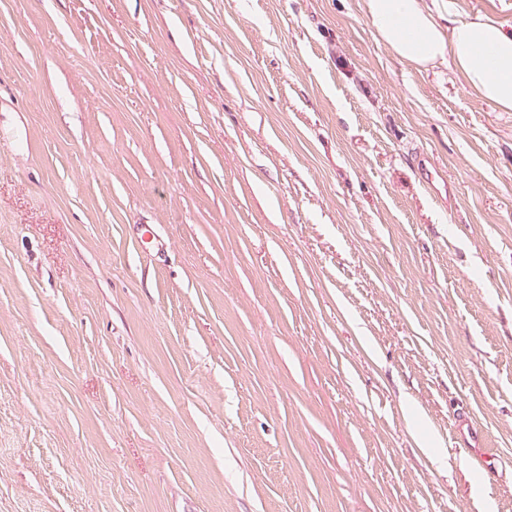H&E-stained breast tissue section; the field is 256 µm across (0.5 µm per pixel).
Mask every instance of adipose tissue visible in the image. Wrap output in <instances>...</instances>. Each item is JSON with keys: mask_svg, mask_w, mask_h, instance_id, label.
Here are the masks:
<instances>
[{"mask_svg": "<svg viewBox=\"0 0 512 512\" xmlns=\"http://www.w3.org/2000/svg\"><path fill=\"white\" fill-rule=\"evenodd\" d=\"M363 13L397 58L419 67L451 60L469 90L512 110V31L482 16L443 29L420 0H363Z\"/></svg>", "mask_w": 512, "mask_h": 512, "instance_id": "obj_1", "label": "adipose tissue"}]
</instances>
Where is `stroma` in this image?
I'll list each match as a JSON object with an SVG mask.
<instances>
[{
  "label": "stroma",
  "mask_w": 512,
  "mask_h": 512,
  "mask_svg": "<svg viewBox=\"0 0 512 512\" xmlns=\"http://www.w3.org/2000/svg\"><path fill=\"white\" fill-rule=\"evenodd\" d=\"M477 492L512 512V111L362 0H0V512Z\"/></svg>",
  "instance_id": "1"
}]
</instances>
